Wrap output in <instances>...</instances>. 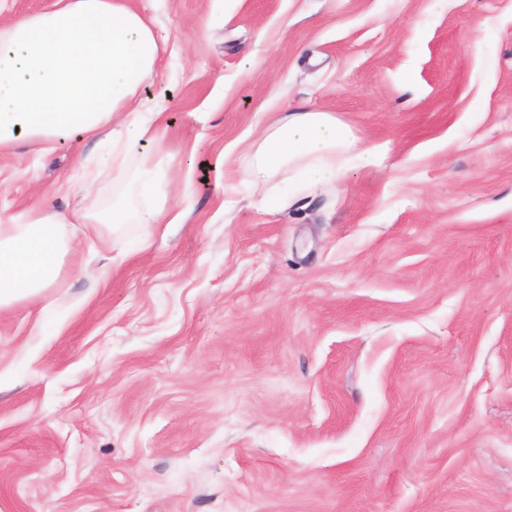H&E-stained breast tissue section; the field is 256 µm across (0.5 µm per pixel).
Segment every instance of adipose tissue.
Here are the masks:
<instances>
[{
	"label": "adipose tissue",
	"instance_id": "ef3b65f1",
	"mask_svg": "<svg viewBox=\"0 0 512 512\" xmlns=\"http://www.w3.org/2000/svg\"><path fill=\"white\" fill-rule=\"evenodd\" d=\"M164 43L130 0H54L51 9L0 23V150L23 135L104 140L113 169L129 174L134 188L152 189L160 171L144 149L158 135L161 114L138 92ZM356 142L348 123L299 103L246 152V174L264 189L287 173L277 189L287 205L304 188L339 185L346 159L375 165L374 152ZM129 222L150 230L159 213L121 198L105 212L31 209L0 219V309L58 282L65 257L76 250L72 225L94 233L102 224Z\"/></svg>",
	"mask_w": 512,
	"mask_h": 512
}]
</instances>
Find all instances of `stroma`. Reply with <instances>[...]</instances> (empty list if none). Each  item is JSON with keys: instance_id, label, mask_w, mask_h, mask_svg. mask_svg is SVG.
<instances>
[{"instance_id": "obj_1", "label": "stroma", "mask_w": 512, "mask_h": 512, "mask_svg": "<svg viewBox=\"0 0 512 512\" xmlns=\"http://www.w3.org/2000/svg\"><path fill=\"white\" fill-rule=\"evenodd\" d=\"M134 4L163 220L0 309V512H512V0ZM300 101L377 163L261 204ZM101 152L1 151L0 216L110 208Z\"/></svg>"}]
</instances>
